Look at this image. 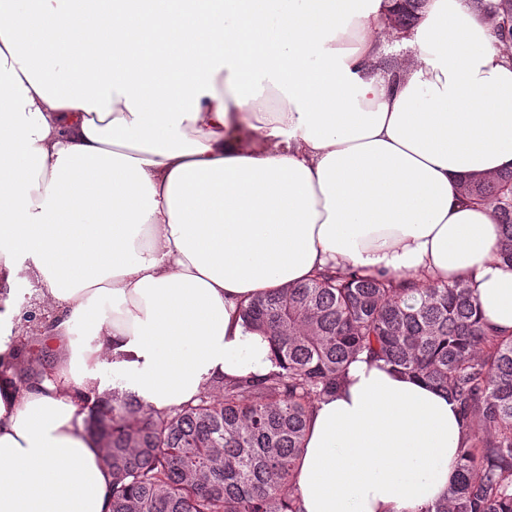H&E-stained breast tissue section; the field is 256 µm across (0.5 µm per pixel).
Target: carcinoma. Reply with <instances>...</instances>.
<instances>
[{
	"instance_id": "1",
	"label": "carcinoma",
	"mask_w": 512,
	"mask_h": 512,
	"mask_svg": "<svg viewBox=\"0 0 512 512\" xmlns=\"http://www.w3.org/2000/svg\"><path fill=\"white\" fill-rule=\"evenodd\" d=\"M427 0H406L387 27H415ZM512 48V0H474ZM490 208L497 255L512 268V168L460 184ZM246 324L269 337L278 370L213 382L156 413L125 395L86 399L85 427L112 473L111 512H300L298 461L310 412L336 396L359 355L421 380L456 404L464 437L446 495L423 512H512V333L489 327L464 280L407 286L395 276L329 268L254 297ZM12 366L21 386L51 378L43 335Z\"/></svg>"
}]
</instances>
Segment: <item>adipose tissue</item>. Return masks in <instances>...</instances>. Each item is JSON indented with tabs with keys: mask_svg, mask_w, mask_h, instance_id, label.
Listing matches in <instances>:
<instances>
[{
	"mask_svg": "<svg viewBox=\"0 0 512 512\" xmlns=\"http://www.w3.org/2000/svg\"><path fill=\"white\" fill-rule=\"evenodd\" d=\"M0 0V286L32 267L50 379L0 380V512H110L83 400L152 410L276 365L242 303L331 268L466 280L512 332V268L462 178L512 166V49L474 0ZM443 394L353 362L315 404L303 512H421L455 477ZM426 2L427 0H408L405 3H400V6L386 19L387 27L399 31L414 28Z\"/></svg>",
	"mask_w": 512,
	"mask_h": 512,
	"instance_id": "ef3b65f1",
	"label": "adipose tissue"
}]
</instances>
